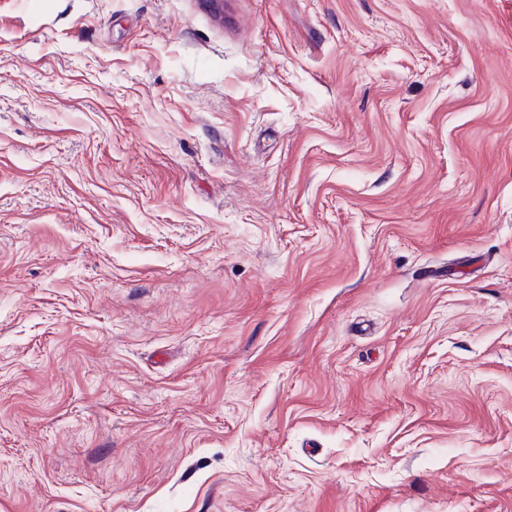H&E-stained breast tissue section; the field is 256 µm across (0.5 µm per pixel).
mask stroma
<instances>
[{"label": "stroma", "mask_w": 512, "mask_h": 512, "mask_svg": "<svg viewBox=\"0 0 512 512\" xmlns=\"http://www.w3.org/2000/svg\"><path fill=\"white\" fill-rule=\"evenodd\" d=\"M0 512H512V0H0Z\"/></svg>", "instance_id": "1"}]
</instances>
